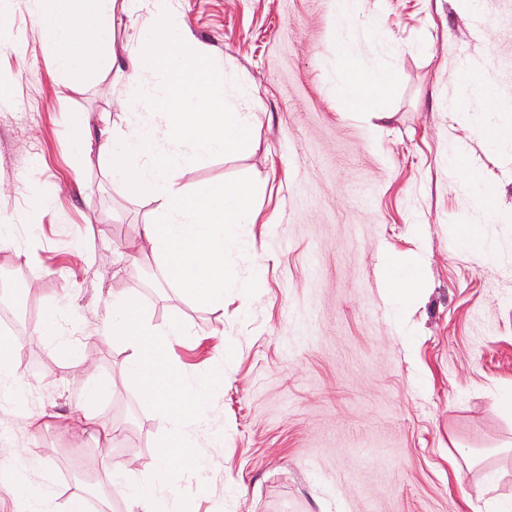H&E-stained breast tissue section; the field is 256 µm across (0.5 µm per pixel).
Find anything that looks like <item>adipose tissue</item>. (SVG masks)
I'll list each match as a JSON object with an SVG mask.
<instances>
[{
    "instance_id": "adipose-tissue-1",
    "label": "adipose tissue",
    "mask_w": 512,
    "mask_h": 512,
    "mask_svg": "<svg viewBox=\"0 0 512 512\" xmlns=\"http://www.w3.org/2000/svg\"><path fill=\"white\" fill-rule=\"evenodd\" d=\"M131 2L38 0L34 17L52 51L57 75L79 84L116 74L136 89L123 135L114 137L108 128L95 130L86 120H78L73 164L81 166L87 155L99 153L113 183L136 182L158 201L155 221L144 228L145 249L169 287L200 306L220 309L225 290L235 285L226 273L232 261H246L254 270L260 267L241 232L244 225L258 223L260 213L248 184L215 182L187 190L179 185L176 173L206 157L251 152L256 131L248 113L224 101V89L236 83V75L225 71L209 46L187 34L175 0H141L152 23L140 31L125 56H117L115 13ZM357 54L354 43H338V60L349 74L342 87L345 106L366 112L388 86L389 75L378 69L360 80ZM156 75L165 80L158 93L146 85L147 78ZM111 310L108 333L125 341L141 399L173 429L159 444V474L200 470L203 451L187 435L186 415L223 380V370L188 381L170 358L173 343L185 334L183 321L174 317L152 324L136 292L113 291Z\"/></svg>"
}]
</instances>
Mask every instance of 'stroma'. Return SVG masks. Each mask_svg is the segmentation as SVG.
I'll use <instances>...</instances> for the list:
<instances>
[{
  "instance_id": "obj_1",
  "label": "stroma",
  "mask_w": 512,
  "mask_h": 512,
  "mask_svg": "<svg viewBox=\"0 0 512 512\" xmlns=\"http://www.w3.org/2000/svg\"><path fill=\"white\" fill-rule=\"evenodd\" d=\"M192 36L243 72L258 149L179 172V185L257 179L262 223L247 229L259 274L233 267L224 309L198 306L161 279L138 247L156 202L112 183L98 155L71 165V117L115 133L135 91L126 80L72 85L56 74L30 0H0L10 44L0 47V271L26 283L29 314L0 303V328L24 339L14 362L20 399L0 398V512H14L12 465L51 488L64 512L83 481L79 430L32 434L27 413L78 417L92 380L114 429L111 463L130 484L159 486L168 512H486L512 505V147L480 135L488 113L454 114L476 98L468 75L486 74L512 100V0H349L352 18L386 36L336 24L334 0H178ZM356 36L360 68L391 72L373 112H349L338 41ZM462 150L494 189L498 216L478 214L448 169ZM50 208L33 211L32 189ZM479 220L490 260L463 251L461 225ZM40 226L38 238L28 236ZM418 268L421 287L402 304L383 277L387 258ZM137 292L152 324L181 318L172 357L189 379L223 367L192 424L207 449L201 471L160 480L158 443L169 427L144 403L130 351L106 334L113 289ZM51 336L39 337L47 315ZM75 361H56V337ZM223 448L211 449L215 435Z\"/></svg>"
}]
</instances>
